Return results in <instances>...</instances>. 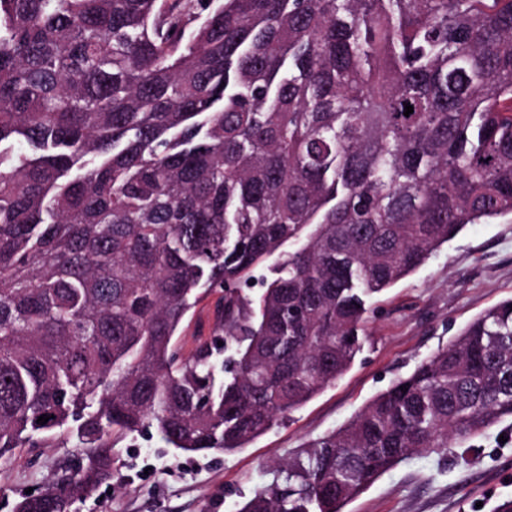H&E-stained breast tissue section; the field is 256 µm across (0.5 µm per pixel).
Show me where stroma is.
Instances as JSON below:
<instances>
[{
    "instance_id": "35a3bbf8",
    "label": "stroma",
    "mask_w": 512,
    "mask_h": 512,
    "mask_svg": "<svg viewBox=\"0 0 512 512\" xmlns=\"http://www.w3.org/2000/svg\"><path fill=\"white\" fill-rule=\"evenodd\" d=\"M511 297L512 216L468 225L375 300L354 365L300 410L233 453L180 454L152 428L116 439L111 480L78 512H237L272 481L275 461L346 424L482 311ZM219 299L212 293L196 307L178 345L189 350L199 337H212ZM81 461V450L65 442L22 449L0 464V512H12L26 489H40ZM506 501L512 502V419L485 437L411 456L342 512H500Z\"/></svg>"
}]
</instances>
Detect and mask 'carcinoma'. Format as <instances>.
Returning <instances> with one entry per match:
<instances>
[{"label":"carcinoma","mask_w":512,"mask_h":512,"mask_svg":"<svg viewBox=\"0 0 512 512\" xmlns=\"http://www.w3.org/2000/svg\"><path fill=\"white\" fill-rule=\"evenodd\" d=\"M509 214L512 0H0V461L85 453L15 512L90 498L115 432L247 447L353 365L376 295ZM210 292L223 343L186 354ZM508 418L512 298L236 512H341ZM221 293L213 292L205 298L195 309L191 318H188L182 327L180 336H175L178 345L186 351L191 350L200 336L204 338H218L213 336L214 312Z\"/></svg>","instance_id":"obj_1"}]
</instances>
